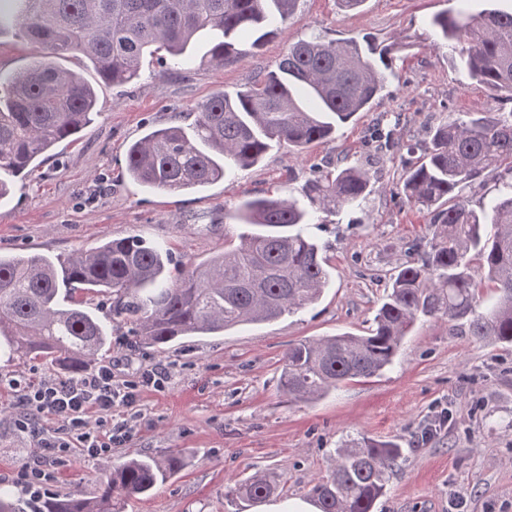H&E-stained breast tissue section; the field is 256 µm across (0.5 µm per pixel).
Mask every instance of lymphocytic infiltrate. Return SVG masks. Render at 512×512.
I'll return each instance as SVG.
<instances>
[{
  "mask_svg": "<svg viewBox=\"0 0 512 512\" xmlns=\"http://www.w3.org/2000/svg\"><path fill=\"white\" fill-rule=\"evenodd\" d=\"M165 375V370L154 367L143 371L139 384H120L107 365L75 378H48L18 389L14 425L36 450L22 470L24 486L39 494L67 466L69 449L107 456L127 442L132 426L126 419L113 421V408H134L138 386H158Z\"/></svg>",
  "mask_w": 512,
  "mask_h": 512,
  "instance_id": "1",
  "label": "lymphocytic infiltrate"
}]
</instances>
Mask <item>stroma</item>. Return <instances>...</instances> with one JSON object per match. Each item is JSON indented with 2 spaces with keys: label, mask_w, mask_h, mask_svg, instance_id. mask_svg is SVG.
<instances>
[{
  "label": "stroma",
  "mask_w": 512,
  "mask_h": 512,
  "mask_svg": "<svg viewBox=\"0 0 512 512\" xmlns=\"http://www.w3.org/2000/svg\"><path fill=\"white\" fill-rule=\"evenodd\" d=\"M456 0H366L347 11L338 0H299L277 34L240 62L212 66L209 43L174 71L145 65L135 82L99 88L95 120L79 139L61 143L0 201V253L66 256L104 239L136 235L170 249V279L187 261H204L237 240L226 214L255 196L297 197L318 168L337 158L370 170L374 190L362 207L324 216L314 233L326 247L333 281L313 307L271 323L195 336L162 348L135 344L129 326L112 323L105 360L112 377L138 384L139 415L130 439L113 449L119 462L142 453L178 452L183 466L149 497L122 512H287L309 501L331 472L341 442L396 441L402 456L375 512H512V346L484 344L450 324L418 322L383 375L352 381L311 403L279 390L281 358L306 337L367 332L395 267L415 258L412 244L432 238L427 212L403 191L406 145L425 143L450 115L491 108L485 89L448 64L428 20ZM313 33L373 37L400 45L396 72L372 111L344 124L329 143L300 150L272 144L257 166L193 194L144 188L126 176L125 147L151 127L191 123L199 104L233 92L272 69L289 44ZM42 46L0 35V71L41 58ZM398 117L397 150L377 153L369 134L377 117ZM163 365L162 388L140 386L143 370ZM16 396L0 389V488L26 496L17 474L35 454L13 427ZM261 472L279 493L260 502L228 501L224 488ZM102 460L71 451V465L48 486L52 497L98 495Z\"/></svg>",
  "instance_id": "35a3bbf8"
}]
</instances>
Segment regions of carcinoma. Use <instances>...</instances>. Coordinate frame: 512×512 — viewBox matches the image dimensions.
<instances>
[{"label":"carcinoma","mask_w":512,"mask_h":512,"mask_svg":"<svg viewBox=\"0 0 512 512\" xmlns=\"http://www.w3.org/2000/svg\"><path fill=\"white\" fill-rule=\"evenodd\" d=\"M299 0H0V34L15 23L28 42L48 50L33 65L0 74V173L19 175L57 144L92 123L97 94L55 58L74 53L98 82L119 86L141 76L161 51L178 65L194 38L212 36L207 62L247 56L274 36ZM431 20L448 44V63L489 95L512 103V13L485 8ZM394 55L371 40L302 38L275 69L234 94L214 93L192 123L155 127L126 149V174L149 189L190 192L259 164L271 143L300 150L332 139L336 128L371 111L387 85ZM493 183L473 208L468 190ZM372 192L369 171L337 163L303 188L308 204L255 197L229 218L249 228L236 246L186 264L169 281L171 252L135 235L76 250L6 258L0 254V347L7 361L43 359L70 375L111 349L112 320L132 324L141 344L222 334L244 323L273 322L317 302L331 282L324 247L311 233L317 213L360 207ZM403 192L430 214L429 249L392 277L365 335L301 340L282 358L280 391L312 401L392 366L416 322L459 323L479 342L512 345V109L459 112L437 126L407 168ZM105 294L112 319L84 296ZM396 442L352 439L336 451L332 474L310 489L319 512H373L401 457ZM182 466L174 453L107 464L99 496L78 494L26 502L0 491V512H117L114 504L146 496ZM276 486L262 474L224 496L262 500Z\"/></svg>","instance_id":"obj_1"}]
</instances>
